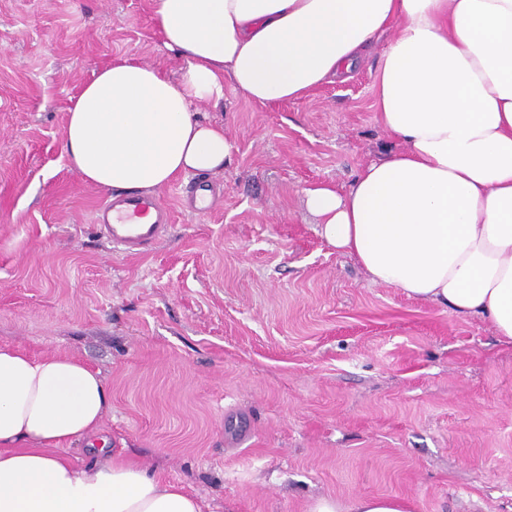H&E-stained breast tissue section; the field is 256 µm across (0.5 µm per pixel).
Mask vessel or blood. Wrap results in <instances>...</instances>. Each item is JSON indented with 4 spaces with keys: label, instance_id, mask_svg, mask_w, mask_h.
<instances>
[{
    "label": "vessel or blood",
    "instance_id": "1",
    "mask_svg": "<svg viewBox=\"0 0 512 512\" xmlns=\"http://www.w3.org/2000/svg\"><path fill=\"white\" fill-rule=\"evenodd\" d=\"M218 204L212 178L197 181L192 209L197 213L212 211ZM172 214L159 196L142 191H124L112 196L98 210L101 224L113 245L137 254L152 247L166 230Z\"/></svg>",
    "mask_w": 512,
    "mask_h": 512
}]
</instances>
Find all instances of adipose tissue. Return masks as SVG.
Listing matches in <instances>:
<instances>
[{
    "mask_svg": "<svg viewBox=\"0 0 512 512\" xmlns=\"http://www.w3.org/2000/svg\"><path fill=\"white\" fill-rule=\"evenodd\" d=\"M154 23L186 65L138 61L95 75L68 109L62 153L101 189L146 190L218 172L223 126L190 107L225 83L266 105L304 98L380 45L378 119L402 148L349 186L305 192L320 235L372 284L486 319L512 345V0H154ZM99 372L0 347V512H202L183 485L113 451ZM85 441L98 465L76 468ZM309 512H406L390 495Z\"/></svg>",
    "mask_w": 512,
    "mask_h": 512,
    "instance_id": "ef3b65f1",
    "label": "adipose tissue"
}]
</instances>
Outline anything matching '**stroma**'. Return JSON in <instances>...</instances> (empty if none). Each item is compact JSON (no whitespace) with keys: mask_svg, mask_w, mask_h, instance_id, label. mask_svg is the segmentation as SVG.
<instances>
[{"mask_svg":"<svg viewBox=\"0 0 512 512\" xmlns=\"http://www.w3.org/2000/svg\"><path fill=\"white\" fill-rule=\"evenodd\" d=\"M153 0H0V345L99 371L102 431L203 512H308L333 497L407 512H512V346L491 324L371 284L318 235L306 188H346L397 150L375 106L379 47L347 80L259 105L195 103L234 144L220 208L150 252L113 249L109 191L62 155L67 110L112 62L178 77ZM343 509L336 499L320 497L316 499L308 512H406L400 499L390 495L358 496Z\"/></svg>","mask_w":512,"mask_h":512,"instance_id":"obj_1","label":"stroma"}]
</instances>
